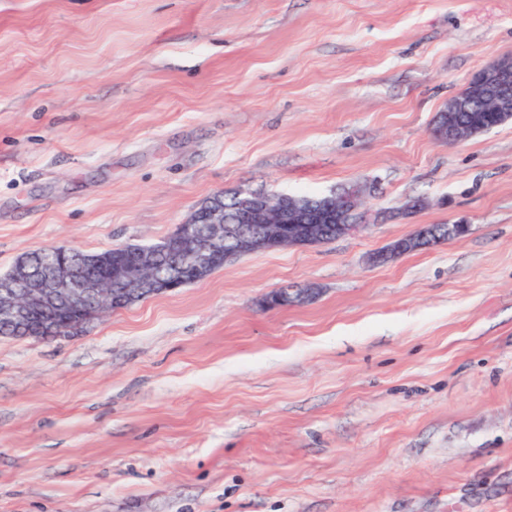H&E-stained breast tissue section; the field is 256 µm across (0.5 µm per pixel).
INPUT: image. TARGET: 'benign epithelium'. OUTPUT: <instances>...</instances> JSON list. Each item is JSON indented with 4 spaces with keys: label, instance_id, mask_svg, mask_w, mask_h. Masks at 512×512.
I'll return each instance as SVG.
<instances>
[{
    "label": "benign epithelium",
    "instance_id": "obj_1",
    "mask_svg": "<svg viewBox=\"0 0 512 512\" xmlns=\"http://www.w3.org/2000/svg\"><path fill=\"white\" fill-rule=\"evenodd\" d=\"M483 104L492 115L512 111V59L501 60L481 68L439 113L434 136L452 144L461 143L485 127L465 116L466 108ZM362 190L350 188L329 197L332 205L324 210L304 209L288 194L277 196L249 193L237 207L234 222L224 218L221 207H200L191 219L178 226L174 234L157 245L138 251L131 263L112 262L105 266L104 275L88 278L87 264L105 262L109 255L102 252L85 254L78 263L67 257V250L56 251L54 260L39 263L34 252L18 258L14 268L0 277V326L22 333L27 338H55L87 322L105 309L116 310L125 305L128 295L144 288L159 295L184 286L178 277V263L166 274H157L163 257L177 248L176 258L186 257L204 279L213 271L216 258L228 263L245 254L266 252L283 247H305L327 242L326 225H335L336 237L343 238L370 225L369 214L362 209ZM208 226L207 235L196 225ZM429 238L428 225L421 224L409 237L400 239L373 255L374 263H385L411 251L414 245ZM313 294L311 288H278L266 295L269 308L306 303ZM40 309L80 310L77 321L65 329L51 318L33 320Z\"/></svg>",
    "mask_w": 512,
    "mask_h": 512
}]
</instances>
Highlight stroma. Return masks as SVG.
<instances>
[{
	"label": "stroma",
	"instance_id": "35a3bbf8",
	"mask_svg": "<svg viewBox=\"0 0 512 512\" xmlns=\"http://www.w3.org/2000/svg\"><path fill=\"white\" fill-rule=\"evenodd\" d=\"M510 57L512 0H0V276L223 192L376 218L0 337V512H512V121L432 133ZM429 238L428 224H421L416 231L409 237L400 239L384 250L373 255V263H385L391 261L397 256L411 251L414 245L422 244ZM313 294L312 288H278L266 295L265 305L269 308L306 303Z\"/></svg>",
	"mask_w": 512,
	"mask_h": 512
}]
</instances>
